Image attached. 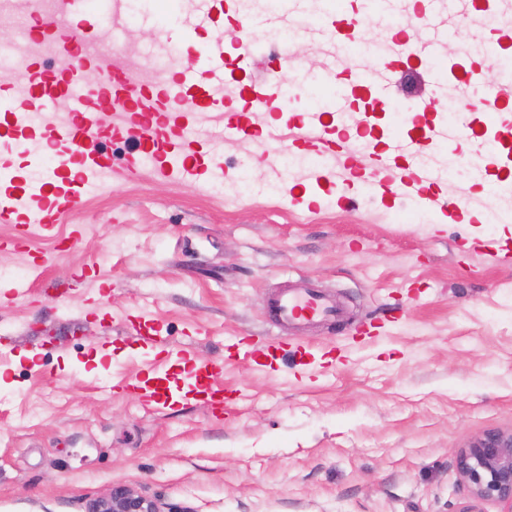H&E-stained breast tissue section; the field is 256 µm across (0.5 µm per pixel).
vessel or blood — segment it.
<instances>
[{"label":"vessel or blood","mask_w":512,"mask_h":512,"mask_svg":"<svg viewBox=\"0 0 512 512\" xmlns=\"http://www.w3.org/2000/svg\"><path fill=\"white\" fill-rule=\"evenodd\" d=\"M223 12V0H199L196 12L184 18L178 27L186 65L147 86L139 84L120 61H113L106 77L86 89L80 105L62 124L55 122L46 106L71 97L85 72L95 65L89 48L96 41L97 17L91 9V0H57L55 14L35 19L32 34L39 39L54 40L66 65L47 72L39 63H31L30 78L22 93L0 89V137L16 141L38 139L52 150V163H44L38 156L33 159L37 173L34 186L41 196L47 197L48 203L38 214H31L18 176L11 174L8 163H1L0 223L16 225L23 235L33 222L47 228L58 215L73 209L79 191L99 190L111 176L112 164L106 155L91 150L90 145L106 134L131 145L121 170L122 177L128 179L137 177L146 166L161 179L205 174L206 166L192 150L194 114L198 111L223 113L225 138L272 144L273 132L265 133L256 128L249 111L268 107L282 98V87L268 76L241 85L237 98L231 99L222 93L240 63L256 55L255 44L246 35L249 22L238 19L240 35L230 42L198 39L200 32L220 21ZM426 17L427 38L415 37L402 28L396 31L394 41L400 53L428 59L438 51L444 33L434 22V12H427ZM360 27V20L352 16H330L318 33L342 43ZM394 69V63L389 62L370 77L366 76L363 65L348 69L336 99L337 112H345L352 99L370 101L376 109L384 108L390 97V84L385 75ZM511 95L504 87L490 84L481 99L466 105L475 115L489 146L488 168L504 174L512 172V124L502 121L500 111L503 100ZM116 104L122 108L120 121L104 126L102 113ZM33 105L46 110L41 125L35 128L29 127L24 118L27 108ZM433 110L432 101L416 97L407 105L402 132L385 138L375 129H367V136L379 143L378 151L369 162L372 165V178L366 184L369 193L388 190L411 199L418 207L439 208L437 183L416 168L411 158L442 139L446 140L449 152H457L461 134L436 123L431 117ZM346 138L344 128L339 127L333 134L313 140L295 139L291 147L328 159L335 156L337 146ZM267 310L274 320L297 324L336 316L334 303L310 291H282L269 300Z\"/></svg>","instance_id":"obj_1"}]
</instances>
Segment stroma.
<instances>
[{
  "instance_id": "stroma-1",
  "label": "stroma",
  "mask_w": 512,
  "mask_h": 512,
  "mask_svg": "<svg viewBox=\"0 0 512 512\" xmlns=\"http://www.w3.org/2000/svg\"><path fill=\"white\" fill-rule=\"evenodd\" d=\"M192 0H154L155 25L102 26L100 68L154 55L157 28L176 29ZM469 0H450L434 61L398 69L392 100L428 96L437 112L474 121L432 75L467 45ZM294 29L286 69L312 74L297 102L333 97L328 71L351 66L335 43ZM196 146L221 165L215 183L119 177L122 141L97 143L115 171L105 191L82 193L50 228L13 245L0 223V512H88L112 487L157 500L164 512H458L465 488L455 454L484 432L512 429V230L479 222L499 207L477 170L439 184L468 203L460 221L371 196L342 160L317 180L315 159L279 174L258 142L228 140L217 112H200ZM249 177L252 192L239 189ZM312 195L316 209L301 204ZM47 263L33 270V255ZM306 287L335 302V322L272 323L271 294ZM163 345H145L151 331ZM277 345L269 366L245 360L238 340ZM211 364L223 407L186 393L169 352ZM170 374L172 399L135 392Z\"/></svg>"
}]
</instances>
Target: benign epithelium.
Returning <instances> with one entry per match:
<instances>
[{
    "mask_svg": "<svg viewBox=\"0 0 512 512\" xmlns=\"http://www.w3.org/2000/svg\"><path fill=\"white\" fill-rule=\"evenodd\" d=\"M456 465L468 490L459 512H482L489 500L512 512V430L489 431L473 437L456 454ZM90 512H162L157 502L127 486H115Z\"/></svg>",
    "mask_w": 512,
    "mask_h": 512,
    "instance_id": "1",
    "label": "benign epithelium"
}]
</instances>
